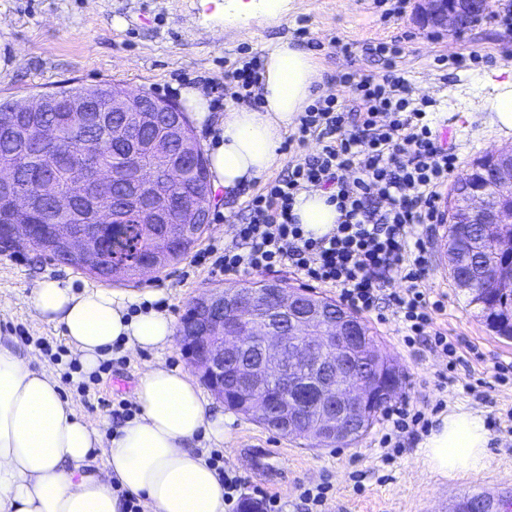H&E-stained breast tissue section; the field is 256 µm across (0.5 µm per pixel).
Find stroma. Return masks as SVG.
I'll use <instances>...</instances> for the list:
<instances>
[{"instance_id":"stroma-1","label":"stroma","mask_w":512,"mask_h":512,"mask_svg":"<svg viewBox=\"0 0 512 512\" xmlns=\"http://www.w3.org/2000/svg\"><path fill=\"white\" fill-rule=\"evenodd\" d=\"M391 2L285 0L277 17L255 13L237 19L226 10L227 0H0V99L22 100L70 84L120 83L178 104L181 89L194 86L214 110L224 98L229 66L261 55L281 38L310 52L325 94L339 95L343 74L380 71L381 62L370 60L364 45L392 40L402 49L397 64L411 84L413 99L430 100L431 128L458 157L457 173L493 148L512 146V134L504 135L491 122L493 90L484 81L495 72L512 73V33L503 23L502 0H489L478 21L452 36L422 26L416 0H407L396 16L388 13ZM339 37L351 44V54L332 49ZM264 182L232 195L214 191L210 228L192 256L155 275L114 283V290L140 304L159 302L177 320L193 298L209 289L258 280L255 272L213 273L196 258L231 244L233 231L224 216L239 213ZM447 233L444 224L428 225L424 232L427 273L422 286L431 299L443 303L431 313L430 332L458 344L462 363L447 371L441 350L423 341L407 344L394 309H382L367 321L404 374L396 404L421 411L432 424L455 408L484 416L490 464L482 475L431 473L424 464L423 431L403 435L400 448L385 457L379 445L387 431L382 418L357 444L326 448L306 437L282 436L228 409L223 442L201 437L194 450L223 455L225 466L247 477L244 497L261 486L280 499L283 512H301V488L319 484L328 488L322 512H449L458 498L468 495L512 497V382L495 377L497 366L512 365V340L483 323L446 271ZM45 278L76 292L99 285L39 253L0 252V336L13 337L34 367L51 373L62 396L102 438H109L112 405L132 401L141 372L158 362L184 370L188 362L176 344L135 355L115 348L104 358L105 369L85 371L61 328L41 321L32 309L31 287ZM254 444L277 455V479L252 471L244 450Z\"/></svg>"}]
</instances>
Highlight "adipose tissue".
<instances>
[{"label": "adipose tissue", "mask_w": 512, "mask_h": 512, "mask_svg": "<svg viewBox=\"0 0 512 512\" xmlns=\"http://www.w3.org/2000/svg\"><path fill=\"white\" fill-rule=\"evenodd\" d=\"M320 76L310 55L281 41L263 57L261 109L233 107L211 115L203 93L182 97L199 124L214 132L212 186L234 193L263 176L278 159L288 129L315 95ZM293 212L315 237L333 231L339 218L328 194H297ZM128 295L95 288L81 293L58 281H37L30 293L35 314L60 327L74 356L95 369L113 343L130 353L172 344L176 328L163 309L129 315ZM140 412L112 433L104 461L100 446L56 380L32 369L31 360L0 336V512H125L123 495L144 500L150 512H227L224 486L192 444L199 436L224 438V415L211 410L189 372L156 363L134 390ZM489 432L481 414L442 415L423 444L431 472L481 474L489 465Z\"/></svg>", "instance_id": "obj_1"}]
</instances>
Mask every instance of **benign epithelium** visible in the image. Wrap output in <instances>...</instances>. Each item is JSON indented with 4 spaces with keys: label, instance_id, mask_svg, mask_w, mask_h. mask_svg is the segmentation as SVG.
<instances>
[{
    "label": "benign epithelium",
    "instance_id": "7a95c632",
    "mask_svg": "<svg viewBox=\"0 0 512 512\" xmlns=\"http://www.w3.org/2000/svg\"><path fill=\"white\" fill-rule=\"evenodd\" d=\"M481 8V0H419L420 21L456 34L468 19ZM93 99L112 97V111L174 112L177 106L146 92H133L118 84L108 89L98 86L88 89ZM85 99L64 100L43 92L18 102L25 112L88 111ZM112 126V140H136L140 121ZM487 170L496 176L497 185L512 191V148L500 149L476 160L451 192L448 205L458 224H481L496 241V258L485 265V276L500 288H512V267L505 259L512 258V205L493 203L491 196L470 182L472 174ZM70 189L62 191L56 181L40 184L37 196L49 200L59 211L72 210V197L90 192L94 207L111 206L114 187L112 171L103 168L94 158L85 156L69 170ZM172 169L154 172L147 181H135L137 196L151 198L161 194V188L170 184ZM161 216L184 225H199L200 214L176 198L168 199ZM98 236L91 226H80L66 233L59 247L69 256L85 260L96 251ZM300 290L276 280L260 289L215 288L207 296L193 299L186 310L192 323L190 334L178 337L181 351L193 372L209 389L215 399L224 400V358L255 345L260 352L241 374L236 388L246 393L244 404L247 415L262 424L273 419L272 399L267 392L271 379L279 382L285 400L279 409L278 428L288 429V435L307 434L318 442L346 438L365 427V413L376 383L354 376L348 360L363 347V328L348 312H339L336 318L320 326L314 333L317 318L323 312L318 302L304 311ZM314 364L326 378L317 385L314 402L303 403L295 394L298 386L297 367L302 362ZM313 407L312 426L301 423L308 407Z\"/></svg>",
    "mask_w": 512,
    "mask_h": 512
}]
</instances>
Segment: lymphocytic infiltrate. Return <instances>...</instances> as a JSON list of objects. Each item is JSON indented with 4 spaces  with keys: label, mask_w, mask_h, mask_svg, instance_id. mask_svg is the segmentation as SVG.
<instances>
[{
    "label": "lymphocytic infiltrate",
    "mask_w": 512,
    "mask_h": 512,
    "mask_svg": "<svg viewBox=\"0 0 512 512\" xmlns=\"http://www.w3.org/2000/svg\"><path fill=\"white\" fill-rule=\"evenodd\" d=\"M365 51L382 60L383 73L345 74L343 95L316 99L301 113L284 148L302 150L314 140L316 152L289 164L232 218L236 243L225 249L220 271L289 267L308 282L335 287L357 311L394 307L420 336L431 322V302L421 286L425 246L415 231L438 223L439 191L457 157L436 144L425 110L414 105L396 63L400 47L370 43ZM228 79L231 100L259 104V59L231 66ZM309 188L329 191L340 213L333 231L320 238L307 236L293 213L296 195ZM395 279L400 288H391Z\"/></svg>",
    "instance_id": "lymphocytic-infiltrate-1"
}]
</instances>
